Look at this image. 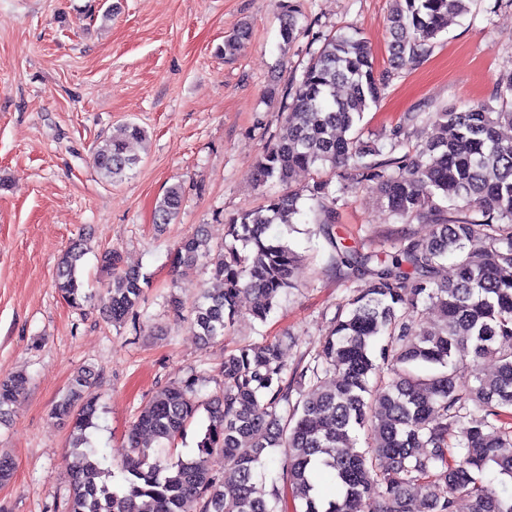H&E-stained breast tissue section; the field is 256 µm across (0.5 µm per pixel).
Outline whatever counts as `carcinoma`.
Here are the masks:
<instances>
[{"instance_id": "cac0c4a2", "label": "carcinoma", "mask_w": 512, "mask_h": 512, "mask_svg": "<svg viewBox=\"0 0 512 512\" xmlns=\"http://www.w3.org/2000/svg\"><path fill=\"white\" fill-rule=\"evenodd\" d=\"M473 0H396L388 18L391 60L424 57L434 40L470 13ZM286 20L283 44L298 36L295 0L280 3ZM249 40L243 28L224 40L235 55ZM352 88L347 98L340 85ZM384 82L377 76L368 42L359 33L336 31L324 38L290 94L280 134L255 166L258 186H286L299 171L340 170L351 186L374 190L382 205L405 224L434 216L426 239L405 236L385 254L361 255L330 240L340 263L354 271L345 309L314 357V365L288 368L277 341L234 349L218 370L219 391L202 399L189 376L163 387L138 412L127 434L129 453L115 467L87 447L86 430L98 418L94 376L82 368L53 414L73 420L66 459L70 495L66 512H512V495L477 483L474 472L493 468L512 478V140L500 128L512 125V72L502 75L495 98L501 105H460L437 112H408L389 130L392 160L364 161L380 149L360 137L355 125L377 102ZM425 118L433 134L410 145L407 127ZM144 130L131 124L123 138L98 143L93 162L116 183L139 163L128 142ZM318 223L333 224L339 198L320 177L307 186ZM461 200L486 217L450 220L434 198ZM302 193H266L265 204L225 220L228 241L213 246L201 231L184 237L171 264L203 260L221 288L205 293L188 313L170 298L175 315L188 322L201 343L224 337L240 314L241 294L252 297L250 314L265 321L279 296L294 287L302 256L266 237L272 224H294ZM184 199L181 185L168 187L155 207L156 223L174 222ZM86 255L83 240L62 254L53 286L71 306L91 301L77 271ZM455 257L454 276L440 277L441 260ZM100 271L112 278L103 314L114 325L134 315L143 295L139 272L123 267L122 255L105 250ZM440 313L434 323L418 320V303ZM386 344L375 350L376 341ZM485 359L495 370L464 386L461 374ZM26 376L0 379V418L17 400ZM206 413L197 452L162 458L199 410ZM368 431L366 452L353 450L352 433ZM279 452L281 484L256 481L257 470ZM224 458L214 472L209 459ZM122 482L113 485L115 474Z\"/></svg>"}]
</instances>
